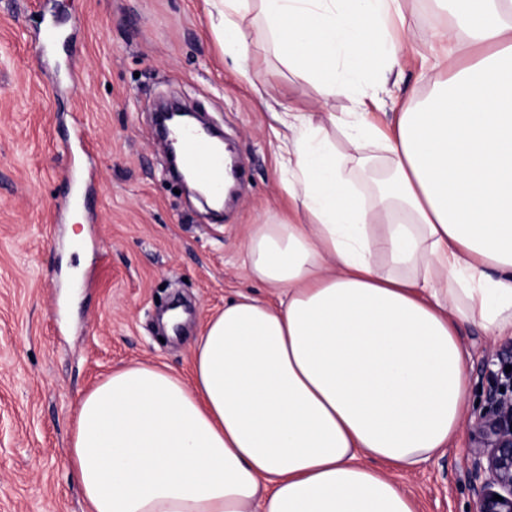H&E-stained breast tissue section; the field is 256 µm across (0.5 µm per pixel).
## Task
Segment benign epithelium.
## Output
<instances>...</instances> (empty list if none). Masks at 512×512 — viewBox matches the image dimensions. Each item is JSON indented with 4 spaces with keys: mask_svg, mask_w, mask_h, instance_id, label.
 Wrapping results in <instances>:
<instances>
[{
    "mask_svg": "<svg viewBox=\"0 0 512 512\" xmlns=\"http://www.w3.org/2000/svg\"><path fill=\"white\" fill-rule=\"evenodd\" d=\"M200 124L208 136L215 126L196 107L161 108V121ZM512 342L501 346L483 364L487 387L483 403L467 426L470 455L467 474L473 496V512H512ZM502 497L498 501L494 496Z\"/></svg>",
    "mask_w": 512,
    "mask_h": 512,
    "instance_id": "1",
    "label": "benign epithelium"
}]
</instances>
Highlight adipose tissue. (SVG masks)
<instances>
[{
  "mask_svg": "<svg viewBox=\"0 0 512 512\" xmlns=\"http://www.w3.org/2000/svg\"><path fill=\"white\" fill-rule=\"evenodd\" d=\"M431 2V92L382 128L356 81L411 58L405 0H220L214 32L251 86L254 9L316 86V112L272 115L296 216L255 225L244 264L267 296L208 316L188 375L137 362L81 397L68 463L87 512H418L386 471L459 432L463 326L512 336V0ZM339 95L353 111H329ZM352 159L385 167L371 204Z\"/></svg>",
  "mask_w": 512,
  "mask_h": 512,
  "instance_id": "1",
  "label": "adipose tissue"
}]
</instances>
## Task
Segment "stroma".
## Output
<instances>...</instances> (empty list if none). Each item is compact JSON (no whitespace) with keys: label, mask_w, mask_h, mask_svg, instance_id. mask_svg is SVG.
Returning a JSON list of instances; mask_svg holds the SVG:
<instances>
[{"label":"stroma","mask_w":512,"mask_h":512,"mask_svg":"<svg viewBox=\"0 0 512 512\" xmlns=\"http://www.w3.org/2000/svg\"><path fill=\"white\" fill-rule=\"evenodd\" d=\"M214 0H0V512H85L67 464L81 396L126 364L185 374L205 319L238 294L265 296L243 264L256 224L293 212L282 189L272 111H315L314 85L267 44L254 63L263 95L225 57L211 28ZM415 63L388 74L391 103L366 100L378 122L391 104L426 97L427 0H406ZM57 23L60 43L39 32ZM201 109L241 162L239 197L214 214L177 192L156 140L159 99ZM188 314L176 337L161 315ZM471 419L482 367L503 345L463 328ZM468 438L391 476L420 512H472Z\"/></svg>","instance_id":"obj_1"}]
</instances>
